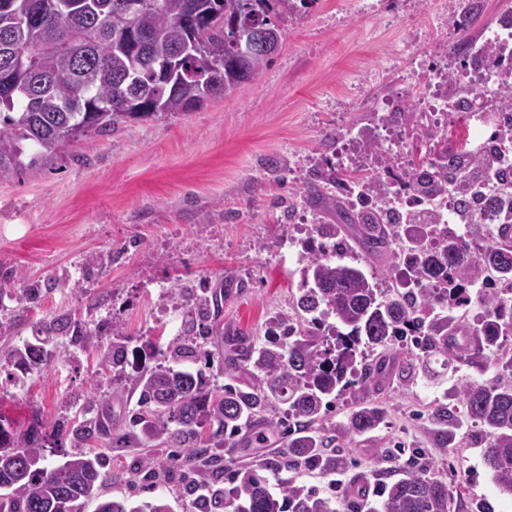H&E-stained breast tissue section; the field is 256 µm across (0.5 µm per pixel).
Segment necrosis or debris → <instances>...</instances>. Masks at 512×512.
Returning a JSON list of instances; mask_svg holds the SVG:
<instances>
[{"label":"necrosis or debris","instance_id":"1","mask_svg":"<svg viewBox=\"0 0 512 512\" xmlns=\"http://www.w3.org/2000/svg\"><path fill=\"white\" fill-rule=\"evenodd\" d=\"M456 44L461 49V62L447 57L431 61L430 50L418 53L413 64L419 75L410 79L404 101L389 104V111L416 112L425 129L446 133L449 127H463L473 153H482L489 144L506 148L505 170H512V148L501 130L495 129L485 119L486 113L499 108L497 87L501 86L505 70L489 66L487 53L496 50L502 60L512 59V0L495 16L481 39L469 40L467 33L457 32ZM384 162L377 164L376 174L381 180L380 196L367 199L361 192H352V203L415 214L435 208L438 221L452 224L456 203L462 191L444 193L427 198L409 188L404 179L410 150L404 148L398 132H390L383 143Z\"/></svg>","mask_w":512,"mask_h":512}]
</instances>
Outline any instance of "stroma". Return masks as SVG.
Wrapping results in <instances>:
<instances>
[{
    "instance_id": "obj_1",
    "label": "stroma",
    "mask_w": 512,
    "mask_h": 512,
    "mask_svg": "<svg viewBox=\"0 0 512 512\" xmlns=\"http://www.w3.org/2000/svg\"><path fill=\"white\" fill-rule=\"evenodd\" d=\"M383 2L312 0L286 20L278 51L254 81L195 110L91 134L0 182V287L28 281L44 290L35 303L7 301L0 338L20 345L32 339L36 321L72 315L116 322L134 341L163 349L184 331L176 288L234 275L249 286L225 301L224 322L265 343L270 322L296 312L301 259L289 257V237L301 221H336L335 212L313 210L303 196L315 166L335 160L340 129L384 140L388 129L374 124L373 110L398 99L407 83L414 51L406 22L446 27L443 0H416L406 19L388 24L377 15ZM102 249L111 250V264L86 269L83 258ZM56 343L60 352L41 378L22 382L0 368V419L25 427L35 418L48 425L89 418L97 394L110 398L113 426L124 427L138 398L131 381L113 382L96 352L70 346L67 337ZM497 375L492 365L482 371L452 363L437 386L391 378L338 396L328 412L333 423L358 397L387 410L385 426L344 441L351 465L340 479L349 487L365 482L377 497L382 474L400 469L392 445L401 441L447 480L450 512H475L481 499L494 512H512V495L499 490L483 444L462 438L443 450L423 431L435 399L458 379ZM256 435L243 427L225 464L258 468L280 454L278 433L260 444ZM93 446L107 457L103 497L146 500L131 469L163 449Z\"/></svg>"
}]
</instances>
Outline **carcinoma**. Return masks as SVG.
I'll use <instances>...</instances> for the list:
<instances>
[{
  "label": "carcinoma",
  "instance_id": "cac0c4a2",
  "mask_svg": "<svg viewBox=\"0 0 512 512\" xmlns=\"http://www.w3.org/2000/svg\"><path fill=\"white\" fill-rule=\"evenodd\" d=\"M223 2L221 8L216 0H0V181L92 132L196 109L258 77L270 56L254 49L253 37L273 30L283 38L276 21L295 13L297 0ZM504 97L501 111L489 116L493 123L512 116L511 81L505 82ZM442 142L448 164L436 169L425 156L406 171L409 186L422 195L461 189L469 170L496 163L493 153L473 158L454 151L448 139ZM323 183L338 190L361 184L370 196L381 191L376 175H344L328 162L306 195L327 202ZM489 205L499 207L500 223H485L478 233L467 224L457 234L441 230L433 219L409 238L404 256L393 250L403 225L383 219L379 210L350 208L343 223L318 225L317 237L305 241L303 250L298 318L276 320L265 345L254 344L239 327L224 328V299L244 282L226 278L210 294L181 288L191 331L225 334L224 355L216 360L208 350L170 342L163 361L134 376L138 400L130 431H112L106 398L97 399L102 410L95 419L51 427L37 422L24 430L0 423V512H81L107 480L104 455L85 451L93 439L110 448L152 443L182 449L162 463L144 460L134 469L147 487L161 471L184 481L195 471L221 476L222 457L210 449L231 447L244 420L281 405L288 417V451L270 467L301 461L324 476L344 470L346 458L328 447L379 429L387 411L360 402L327 435L322 431L327 403L388 373L403 381L421 375L434 382L439 377L434 362L473 365L512 337V294L482 288L492 281L512 282V239L503 234L512 226V213L502 210L500 199L490 198ZM349 226L358 253L343 242ZM362 253L403 260L417 287L410 292L394 284L379 287L373 273L360 267ZM458 289L480 305L478 315L469 317V306L454 299ZM111 333L121 336L114 323L102 332L61 315L36 322L34 341L9 347L3 357L18 373L39 377L54 355L51 341L62 334L121 372L126 346L107 339ZM365 347L380 350V356L367 360ZM188 361L202 367L181 368ZM240 367L258 371L263 385L222 390L210 385L209 372L232 374ZM455 390V401H438L428 414V441L434 448H452L462 426L481 427L484 462L500 490L512 494V383L462 379ZM50 446L81 452L48 469L42 462ZM234 481L231 491L214 489L194 501L195 512L228 507L233 512H338L330 499L302 486L274 495L253 468L235 470ZM381 497L369 512H450L448 482L427 469L403 471L383 485ZM96 512H171V506L157 495L135 506L104 500Z\"/></svg>",
  "mask_w": 512,
  "mask_h": 512
}]
</instances>
